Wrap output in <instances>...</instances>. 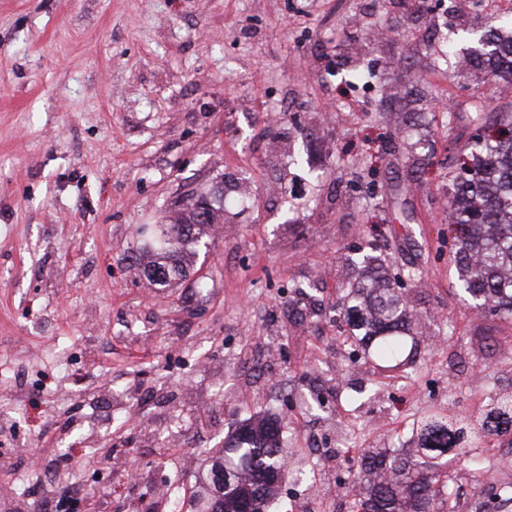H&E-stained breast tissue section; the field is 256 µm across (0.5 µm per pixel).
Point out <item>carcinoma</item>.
Returning <instances> with one entry per match:
<instances>
[{
    "label": "carcinoma",
    "mask_w": 512,
    "mask_h": 512,
    "mask_svg": "<svg viewBox=\"0 0 512 512\" xmlns=\"http://www.w3.org/2000/svg\"><path fill=\"white\" fill-rule=\"evenodd\" d=\"M493 49L476 58L485 75L512 84V34L491 33ZM505 129L495 137H475L460 148L461 170L448 197V229L454 233V266L461 291L477 306L502 319L512 320V113L502 115ZM220 223V209L199 208L194 201L171 217L166 233L152 248L145 266L148 278L165 286L170 279L186 276L185 259L197 254L208 230ZM352 304L347 319L362 332L361 341L379 338L375 355L382 361L395 359L402 347L399 334L412 322V315L387 273L370 265L352 284ZM509 415L512 424V394L490 400L483 413L459 420V428L478 443L499 431L489 426L492 412ZM281 423L273 416L249 417L224 439V454L212 464L211 474L228 477L221 499L208 501L206 512H268L283 480ZM420 459L392 460L381 451H366L358 473L370 512H440L435 501L447 496V485L438 484L430 473L441 466L448 453V419L439 413L419 424Z\"/></svg>",
    "instance_id": "obj_1"
}]
</instances>
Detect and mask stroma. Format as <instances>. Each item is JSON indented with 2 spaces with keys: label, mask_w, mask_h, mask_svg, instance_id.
<instances>
[{
  "label": "stroma",
  "mask_w": 512,
  "mask_h": 512,
  "mask_svg": "<svg viewBox=\"0 0 512 512\" xmlns=\"http://www.w3.org/2000/svg\"><path fill=\"white\" fill-rule=\"evenodd\" d=\"M497 20V0H0V512H33L36 480L135 512L127 472L167 457L196 512L265 412L315 471L271 512H357L366 449L414 453L430 411L512 391V321L462 297L444 216L470 113H512L448 48ZM203 194L233 200L223 232L154 285L147 227ZM368 253L418 320L388 363L337 319Z\"/></svg>",
  "instance_id": "stroma-1"
}]
</instances>
